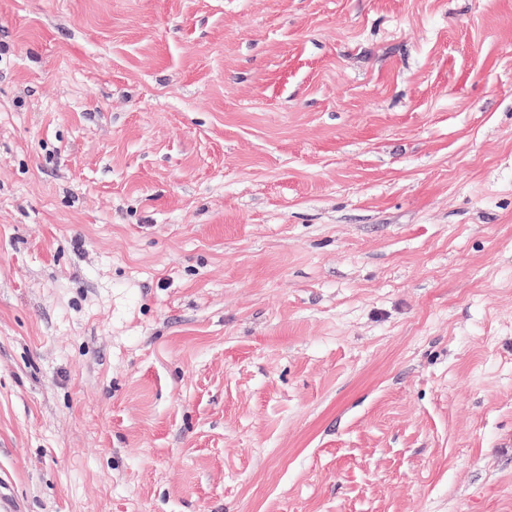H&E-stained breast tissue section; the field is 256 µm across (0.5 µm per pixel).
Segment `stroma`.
<instances>
[{
  "mask_svg": "<svg viewBox=\"0 0 512 512\" xmlns=\"http://www.w3.org/2000/svg\"><path fill=\"white\" fill-rule=\"evenodd\" d=\"M18 512H512V0H0Z\"/></svg>",
  "mask_w": 512,
  "mask_h": 512,
  "instance_id": "stroma-1",
  "label": "stroma"
}]
</instances>
